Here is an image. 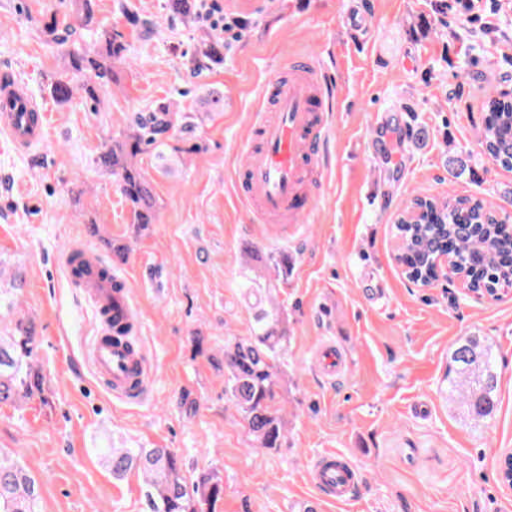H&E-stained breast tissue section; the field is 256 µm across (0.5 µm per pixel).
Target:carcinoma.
Instances as JSON below:
<instances>
[{
    "label": "carcinoma",
    "mask_w": 512,
    "mask_h": 512,
    "mask_svg": "<svg viewBox=\"0 0 512 512\" xmlns=\"http://www.w3.org/2000/svg\"><path fill=\"white\" fill-rule=\"evenodd\" d=\"M72 2L92 45L82 46L74 39L76 30L55 16L44 22L46 43L64 45L70 41L73 45L63 57L60 76L50 82L51 94L58 102L67 103L78 92L97 111L116 79L114 64L130 59L129 46L123 35L95 25L94 0ZM167 8L186 25L195 20V0H168ZM123 16L131 30L145 37L158 27L157 22L134 11L126 9ZM223 49L224 45L208 32L197 37L196 54L203 63L221 61ZM222 105L223 99L213 95L207 110L196 113L161 100L147 112L132 113L122 132L104 144L95 162L117 181L131 206L134 223L153 224L157 219V201L139 156L151 148L168 146L175 132L182 145L173 146L174 150H199L198 144L189 141L199 124ZM480 144L499 166L512 170V104L488 101ZM408 234L448 249L461 269L483 288L512 285V235L505 221L497 219L481 199L432 198ZM280 323V311L275 306L258 319L253 335L224 345L225 393L240 411L253 447L268 450L280 447L284 438L283 418L276 407L287 339ZM498 384L492 350L475 339L457 343L450 356L448 387L463 394L472 420L485 423L491 419L497 407ZM35 397L42 405H50L35 327L21 316L13 320L8 335H0V404L19 405ZM99 452L116 478L133 469L142 473L148 512H216L223 498L224 486L215 474L187 482L182 459L170 448H101ZM38 499L36 479L19 462L0 453V512H38Z\"/></svg>",
    "instance_id": "cac0c4a2"
}]
</instances>
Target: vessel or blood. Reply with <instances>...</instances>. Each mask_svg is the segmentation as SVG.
<instances>
[{"label":"vessel or blood","mask_w":512,"mask_h":512,"mask_svg":"<svg viewBox=\"0 0 512 512\" xmlns=\"http://www.w3.org/2000/svg\"><path fill=\"white\" fill-rule=\"evenodd\" d=\"M287 76L274 80L267 90L269 105L260 106L252 126L258 146L248 147L237 173V189L250 210L264 222L286 220L303 223L308 214L309 190L322 173L321 158L334 131L333 115L323 100L321 63L297 58ZM11 139L31 145L44 136L43 129L28 127L26 114L13 113L4 123ZM88 267L77 283L96 311H109L120 323L134 317L127 288L99 276L101 265L86 254ZM95 376L120 399L135 400L144 392L149 374L139 347L95 334L85 349ZM312 483L327 489L335 500H349L356 487L355 468L339 453L325 454L310 475Z\"/></svg>","instance_id":"obj_1"}]
</instances>
